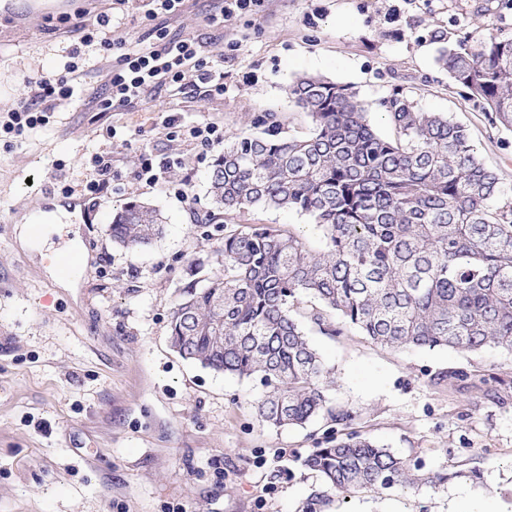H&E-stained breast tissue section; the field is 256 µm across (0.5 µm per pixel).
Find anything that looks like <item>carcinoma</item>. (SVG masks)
<instances>
[{"label":"carcinoma","instance_id":"carcinoma-1","mask_svg":"<svg viewBox=\"0 0 512 512\" xmlns=\"http://www.w3.org/2000/svg\"><path fill=\"white\" fill-rule=\"evenodd\" d=\"M446 42L438 58L454 87L512 129V37L484 25ZM309 120L293 133L275 112L260 136L232 134L208 177L213 211L229 223L257 209L307 216L323 245L274 224L224 233L223 272L184 288L170 326L185 359L254 378L264 392L258 420L304 426L331 406L330 372L311 344L302 300L317 302L310 323L325 336L355 330L393 350L489 346L512 355V195L470 143L467 130L424 112L401 87L382 102L395 135H380L351 86L303 75L290 86ZM161 211L129 201L110 225L112 241L148 249ZM327 492L405 488L407 462L367 437L349 434L305 460Z\"/></svg>","mask_w":512,"mask_h":512}]
</instances>
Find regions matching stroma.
I'll use <instances>...</instances> for the list:
<instances>
[{"label":"stroma","instance_id":"stroma-1","mask_svg":"<svg viewBox=\"0 0 512 512\" xmlns=\"http://www.w3.org/2000/svg\"><path fill=\"white\" fill-rule=\"evenodd\" d=\"M148 0H0V113L27 97L29 80L62 75L71 52L83 74L55 104L47 125L23 142L0 141V512H305L324 490L302 464L315 448L351 432L405 459L419 483L333 493L323 512H512V356L437 348L392 352L356 331H309L331 373L339 424L321 416L303 427L259 422V381L224 375L182 358L170 321L188 284L217 274L220 224L207 179L215 155L186 130L215 122L235 132L246 114L275 112L296 131L308 119L288 95L304 74L356 88L376 131L392 136L381 105L393 88L465 126L480 157L512 190V131L451 87L437 57L441 34L490 24L512 35V0H268L261 15L226 28L204 20L212 0H186L180 14L148 25ZM111 18V38L132 46L192 36L223 56V95L164 87L133 106L99 112L100 89L117 54L83 45L80 25ZM182 128L168 135L163 113ZM180 158L148 183L141 153ZM111 156L112 180L86 195L96 156ZM187 182L186 197L171 181ZM138 200L159 208L163 233L147 250L113 243V214ZM66 211L42 255L20 250L16 224ZM80 239L91 265L64 289L43 259ZM456 369L488 377L452 389Z\"/></svg>","mask_w":512,"mask_h":512}]
</instances>
